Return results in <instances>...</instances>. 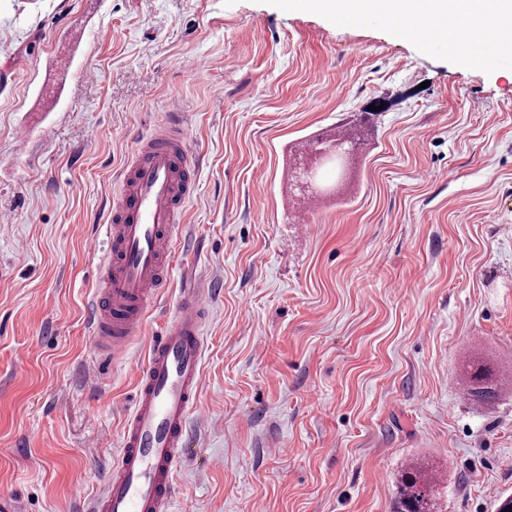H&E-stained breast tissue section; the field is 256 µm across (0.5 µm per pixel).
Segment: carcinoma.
I'll list each match as a JSON object with an SVG mask.
<instances>
[{"instance_id": "obj_1", "label": "carcinoma", "mask_w": 512, "mask_h": 512, "mask_svg": "<svg viewBox=\"0 0 512 512\" xmlns=\"http://www.w3.org/2000/svg\"><path fill=\"white\" fill-rule=\"evenodd\" d=\"M506 381L491 365L475 360L462 375L464 398L473 406H488L498 399ZM440 476L439 467L419 459L410 461L393 482L391 512H443Z\"/></svg>"}]
</instances>
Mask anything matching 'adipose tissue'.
<instances>
[{"instance_id":"ef3b65f1","label":"adipose tissue","mask_w":512,"mask_h":512,"mask_svg":"<svg viewBox=\"0 0 512 512\" xmlns=\"http://www.w3.org/2000/svg\"><path fill=\"white\" fill-rule=\"evenodd\" d=\"M337 22L361 14H392L402 17L400 31L406 32L419 16L437 19H464L492 14L512 18V0H312Z\"/></svg>"}]
</instances>
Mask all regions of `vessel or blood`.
Returning a JSON list of instances; mask_svg holds the SVG:
<instances>
[{
  "mask_svg": "<svg viewBox=\"0 0 512 512\" xmlns=\"http://www.w3.org/2000/svg\"><path fill=\"white\" fill-rule=\"evenodd\" d=\"M417 29L431 44L447 41V21L422 17ZM182 122L175 112L154 127L144 154L130 163L129 192L108 201L103 235L87 243L100 254L102 270L91 328L113 360L124 358L141 330L149 299L167 283L163 262L183 243L180 210L195 183L180 176L193 159L186 138L173 136ZM211 301L204 285L180 290L173 314L149 346L119 455L88 512H170L188 423L205 417L198 390Z\"/></svg>",
  "mask_w": 512,
  "mask_h": 512,
  "instance_id": "vessel-or-blood-1",
  "label": "vessel or blood"
}]
</instances>
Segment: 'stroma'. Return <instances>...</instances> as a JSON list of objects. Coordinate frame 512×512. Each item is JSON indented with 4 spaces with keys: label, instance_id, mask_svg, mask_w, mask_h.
I'll return each mask as SVG.
<instances>
[{
    "label": "stroma",
    "instance_id": "35a3bbf8",
    "mask_svg": "<svg viewBox=\"0 0 512 512\" xmlns=\"http://www.w3.org/2000/svg\"><path fill=\"white\" fill-rule=\"evenodd\" d=\"M170 112L198 160L186 246L110 363L85 242ZM339 125L361 148L335 191H301L304 148ZM0 210V495L23 512H86L201 275L207 418L171 512H389L418 457L446 466V512L512 493V387L483 408L460 388L471 355L512 375L511 62L286 0H0Z\"/></svg>",
    "mask_w": 512,
    "mask_h": 512
}]
</instances>
